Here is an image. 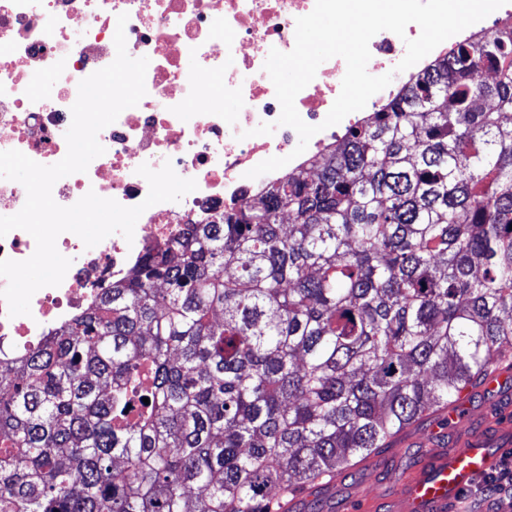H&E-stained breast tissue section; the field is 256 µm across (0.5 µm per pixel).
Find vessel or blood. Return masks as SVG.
I'll return each instance as SVG.
<instances>
[{
  "mask_svg": "<svg viewBox=\"0 0 512 512\" xmlns=\"http://www.w3.org/2000/svg\"><path fill=\"white\" fill-rule=\"evenodd\" d=\"M502 447H512V423L489 412L460 424L449 443L431 431L428 452L390 496L391 512H458L463 490L496 467Z\"/></svg>",
  "mask_w": 512,
  "mask_h": 512,
  "instance_id": "1",
  "label": "vessel or blood"
}]
</instances>
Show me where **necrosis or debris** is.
Returning <instances> with one entry per match:
<instances>
[{
  "label": "necrosis or debris",
  "instance_id": "necrosis-or-debris-1",
  "mask_svg": "<svg viewBox=\"0 0 512 512\" xmlns=\"http://www.w3.org/2000/svg\"><path fill=\"white\" fill-rule=\"evenodd\" d=\"M314 6L315 0H0V151L17 150L46 166L64 158L78 85L114 61L119 14L128 16V55L150 60L145 96L99 132L105 152L86 172L54 184L57 204L71 206L91 191L126 207L141 204L148 183L137 169L144 163L157 170L171 162L180 177L197 183L181 200L145 209L133 239L116 232L88 248L76 234H60L56 247L71 261L62 283L35 292L27 316H8L0 299V351L29 348L124 278L148 247L281 178L278 170L248 178L260 162L286 156L290 168L307 166L341 129L382 111L389 97L427 67L423 59L405 71L396 69L406 52L404 41L419 35L418 25H408L402 38L389 31L376 34L367 70L374 76L392 74L391 83L362 111L326 128L322 122L340 93L346 63L338 57L323 62L295 99L301 118L322 130L296 153L298 134L278 125L281 106L263 65L271 49H293L296 20ZM491 36L512 38V0L493 17L439 44L433 54L442 57ZM200 70L223 76V102L208 98L196 78ZM34 71L54 74L51 91L34 86L29 79ZM263 123L275 124L274 133L254 135Z\"/></svg>",
  "mask_w": 512,
  "mask_h": 512
}]
</instances>
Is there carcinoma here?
Wrapping results in <instances>:
<instances>
[{"instance_id":"cac0c4a2","label":"carcinoma","mask_w":512,"mask_h":512,"mask_svg":"<svg viewBox=\"0 0 512 512\" xmlns=\"http://www.w3.org/2000/svg\"><path fill=\"white\" fill-rule=\"evenodd\" d=\"M506 113L512 43L461 47L147 248L0 375V512H280L512 369Z\"/></svg>"}]
</instances>
